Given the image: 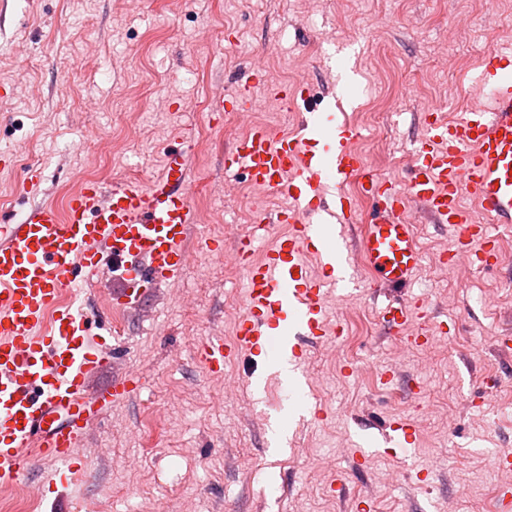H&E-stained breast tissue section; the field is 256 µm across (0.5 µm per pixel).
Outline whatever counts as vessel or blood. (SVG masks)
I'll return each instance as SVG.
<instances>
[{"mask_svg": "<svg viewBox=\"0 0 512 512\" xmlns=\"http://www.w3.org/2000/svg\"><path fill=\"white\" fill-rule=\"evenodd\" d=\"M478 81L487 103L460 121H440L434 108L426 112L424 140L406 187L369 179L363 192L370 212L356 253L346 241L356 212L343 187L364 169L352 147L357 131L342 109L315 103L307 80L278 88L279 96L308 103L305 117L276 137L258 126L236 138L224 152V169L245 172L254 185L288 199L289 207L259 213L257 221L289 230L258 259L250 236H243L236 256L246 310L234 345L214 336L202 346L199 356L208 371H221L243 351L303 370L306 342L338 333L324 319V289L335 287L340 299L351 296L350 270L357 261L370 273L373 291L387 295L381 319L388 334L418 343L413 325L423 306L391 296L409 286L419 264L415 227L404 218L410 203L453 227L457 244L487 257L497 243L492 225L512 227V51L487 49ZM187 175L185 152L171 151L149 184L88 180L62 210L35 206L18 222L0 224L1 486L14 484L29 460L61 463L59 478L68 483L84 478L88 379L111 362L113 348L90 346L96 317L77 290L115 276L122 284L113 294L116 303L134 309L151 288L182 277L184 243L195 222ZM465 194L477 202L481 219L463 207ZM306 253L318 257L319 277L309 276ZM130 383L125 377L98 391V409L128 396ZM415 438L411 424L396 421L380 439L359 436L355 444L365 462L383 447L408 453Z\"/></svg>", "mask_w": 512, "mask_h": 512, "instance_id": "vessel-or-blood-1", "label": "vessel or blood"}]
</instances>
